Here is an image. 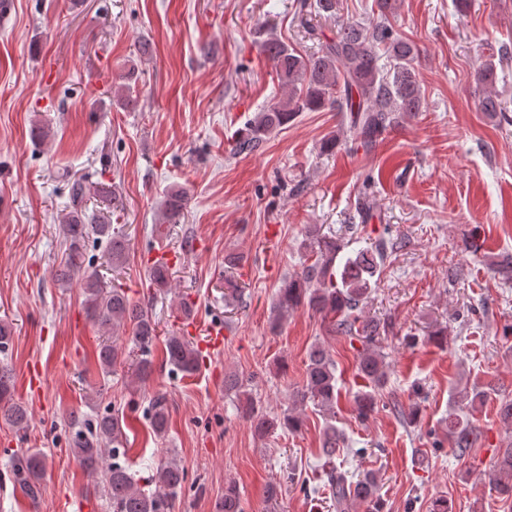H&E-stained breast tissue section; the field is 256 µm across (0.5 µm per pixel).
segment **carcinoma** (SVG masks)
<instances>
[{"mask_svg": "<svg viewBox=\"0 0 512 512\" xmlns=\"http://www.w3.org/2000/svg\"><path fill=\"white\" fill-rule=\"evenodd\" d=\"M379 21L370 27L357 21H343L336 36L321 45L312 54H301L274 31L267 33L262 53L271 63L282 85L288 87V97L255 113L238 133L234 153L252 154L264 148L270 138L284 129L300 112L336 110L349 114V132L366 145L375 143L387 129L398 124L403 115L420 112L424 96L415 68L418 49L414 42L394 33L388 15L394 10L395 0H375ZM337 0H300L299 12L308 10L327 18L336 17ZM386 54L389 66L378 64L379 53ZM512 59V47L503 45L499 58L489 57L479 62L476 81L493 87L497 64ZM480 110L489 116H500L507 123L512 118L507 108L488 92ZM87 189L75 179L69 187V211L60 222L67 245L66 257L58 270L56 280L68 284L80 273L84 306L88 317L103 332L117 336L128 333L133 348L140 352L137 362L140 372L151 368L150 355L159 337L158 325L152 313L135 305L126 290L109 285L97 271L85 268L89 243H96L106 251L112 270L124 268L129 259V243L116 224L91 218L83 206ZM187 206L186 193L181 187H172L165 193L160 209L161 224H179ZM403 239L379 237L366 249L344 253L346 245L334 236L321 232L313 224L306 228L301 247L309 262L301 271L283 279L272 307V322L278 326L288 313L299 306L322 316L326 331L331 336H345L357 341V374L368 381L370 390L355 400L357 417L370 418L378 407L379 390L387 382L388 365L381 350V337L389 332L390 324L362 315V304L377 284L381 270L392 253L404 248ZM169 263L157 259L151 263L150 279L163 294L171 291ZM166 362L184 375L199 371L201 354L192 341L184 336H167ZM122 355L115 341L101 343L97 359L100 368L112 372ZM12 373L0 366V403L7 404L3 417L12 425L28 427L27 409L13 401ZM297 397L319 409L335 414L338 404L336 389V362L321 345L315 344L308 353L305 379ZM487 393L476 388H464L457 393L458 403L474 407L486 401ZM170 410L163 395L156 396L150 407L153 433L162 438L168 432ZM302 426L300 416L285 413L277 417L265 414L254 417L255 431L265 435L282 427L296 431ZM448 441L459 455L467 454L477 441V431L469 419L457 413L448 414ZM123 421L116 415H100L86 430H77L69 450L74 459L90 471L104 470L103 496L113 512H171L172 500L186 479L184 468L176 459L163 461L146 484L133 478L129 468L118 461L102 468L106 446L112 444V456L120 455L123 443ZM346 436L336 424H325L321 437V454L327 463L333 462L345 448ZM45 458L37 451H27L11 461V472L23 495L41 498ZM327 487L336 512H349L352 505L366 506V512H381L377 496L378 480L367 473L357 481L348 479L346 472L332 466L326 473ZM488 484L498 495L512 498V444L498 451L494 467L488 472ZM219 512H242L240 497L233 484L224 488Z\"/></svg>", "mask_w": 512, "mask_h": 512, "instance_id": "cac0c4a2", "label": "carcinoma"}]
</instances>
